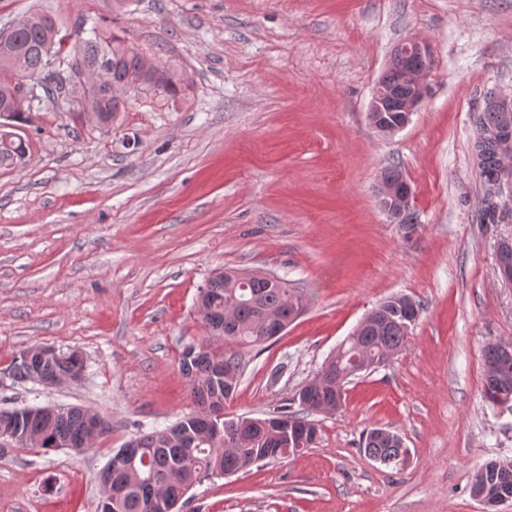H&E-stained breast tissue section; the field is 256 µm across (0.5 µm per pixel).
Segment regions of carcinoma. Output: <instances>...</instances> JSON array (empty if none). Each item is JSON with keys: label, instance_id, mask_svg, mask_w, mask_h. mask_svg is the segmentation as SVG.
I'll list each match as a JSON object with an SVG mask.
<instances>
[{"label": "carcinoma", "instance_id": "cac0c4a2", "mask_svg": "<svg viewBox=\"0 0 512 512\" xmlns=\"http://www.w3.org/2000/svg\"><path fill=\"white\" fill-rule=\"evenodd\" d=\"M58 35V18L53 15L33 13L21 19L9 39H0V58L18 60L20 69L14 71L0 65V85L10 76L27 78L50 93L52 87L44 76L45 45ZM69 38L74 40L73 55L60 58L58 72L73 76L83 70L95 71L97 83L89 89L93 99L111 98L112 85L134 77L142 78L141 90L146 93L173 97L179 91L177 79L167 71L162 72L161 85L153 84V78L146 73V58L110 31L95 25L88 29L82 22ZM25 154V143L20 138L12 140L9 147L0 142L1 167L17 164ZM499 160L494 146H484L478 164L481 174L492 171ZM205 289L210 299L198 316L208 339L216 338L223 346L201 343L195 346L193 357L181 353L180 370L194 403V409L175 422L181 428L183 441L174 445L165 430L153 429L141 433L132 447L118 450L124 454L119 465L110 460L103 468L116 497L108 506L97 508V512H175L176 494L205 479L246 471L260 461L300 454L316 440L302 443L293 437V430H317L308 416L339 409L342 390L351 378L372 371L395 356L413 326L411 315L421 309L420 303L408 295L386 298L312 377L316 385L309 391L297 390L294 402L298 410L275 412L265 418L221 419L223 424H233L238 432L237 443L228 446L223 441L203 439L201 432L203 418L213 406L225 403L237 390L241 361L232 348L257 347L275 338L278 321L293 305L303 309L304 296L281 277L226 270L210 277ZM506 348L512 350L511 341L495 342L484 349L483 391L492 404L512 402V364L504 369L501 362V351ZM78 366H82V358L71 351L45 363L42 372L52 376ZM86 413L85 408L72 407L65 416L53 420L36 416L19 420L14 414L3 412L0 431L35 432L40 439L39 448L45 453L63 445L84 451L92 443L85 424ZM361 448L368 457L383 464H399L407 456L401 438L379 428L363 435ZM471 492L475 497H512V464L506 469L497 461L484 463Z\"/></svg>", "mask_w": 512, "mask_h": 512}]
</instances>
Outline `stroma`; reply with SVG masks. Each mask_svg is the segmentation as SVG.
I'll use <instances>...</instances> for the list:
<instances>
[{"label":"stroma","instance_id":"35a3bbf8","mask_svg":"<svg viewBox=\"0 0 512 512\" xmlns=\"http://www.w3.org/2000/svg\"><path fill=\"white\" fill-rule=\"evenodd\" d=\"M56 13L61 34L100 23L159 68L177 96L131 91L109 124L25 102L26 157L0 167V410L82 406L108 427L91 448L0 441V512H96L98 471L139 432L193 403L179 370L207 332L200 286L225 267L272 272L305 296L282 336L243 348L226 416L280 411L386 297L421 305L402 351L352 378L296 457L194 485L181 512H484L488 460L512 463V403L483 394V350L512 340V191L482 218L473 157L487 90L512 95V0H0V26ZM428 43L431 91L390 136L367 123L400 42ZM409 179L417 226L378 204L382 169ZM49 345L85 358L81 381L12 374ZM397 433L383 464L362 433ZM360 447L368 457L383 464L403 463L408 452L397 434L382 428L368 430L362 437Z\"/></svg>","mask_w":512,"mask_h":512}]
</instances>
